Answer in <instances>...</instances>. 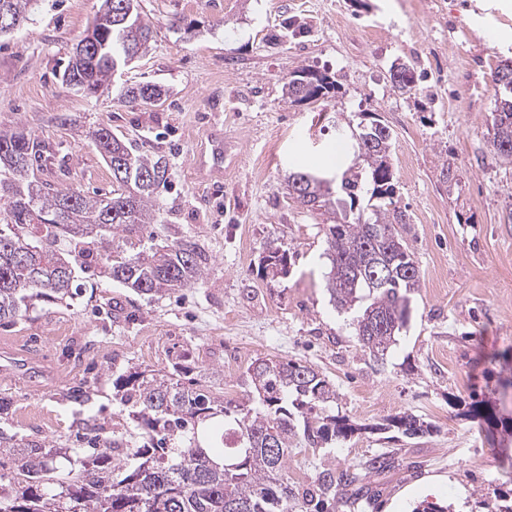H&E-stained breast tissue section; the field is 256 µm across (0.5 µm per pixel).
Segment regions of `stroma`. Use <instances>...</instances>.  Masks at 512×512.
Instances as JSON below:
<instances>
[{
  "mask_svg": "<svg viewBox=\"0 0 512 512\" xmlns=\"http://www.w3.org/2000/svg\"><path fill=\"white\" fill-rule=\"evenodd\" d=\"M411 2L406 11L402 0H140L153 30L146 55L91 96L58 74L101 0H34L23 28L0 37V130L34 132L50 147L40 178L88 194L115 186L88 131L109 128L137 151L165 157L160 221L142 226L140 244L187 240L210 261L200 284L163 296L103 280L70 304L0 323V344L54 369L48 380H0L12 401L0 429L82 448L74 422L93 416L107 437L136 448L142 438L113 393V375L165 372L237 400L255 360H296L328 377L337 411L365 430L334 450L291 448L295 482L388 448L400 464L372 477L379 494L368 512H416L428 495L445 512H495L512 498V433L468 415L489 401L512 420V166L493 158L488 133L490 73L512 59V0ZM368 27L379 31L371 42ZM462 40L470 48L463 60L455 52ZM403 61L420 76L419 94L389 81ZM304 66L340 82L326 109L284 99V84ZM147 82L165 89L161 103L120 102L124 87ZM370 111L394 133L398 205L408 216L398 230L421 275L408 326L380 362L324 289L329 214L303 208L285 184L308 156L332 157L337 132ZM215 125L226 158L212 175L198 162ZM273 239L294 254L291 273L275 280L260 270ZM81 384L92 393L82 407L66 398ZM405 412L433 432L408 439L383 429Z\"/></svg>",
  "mask_w": 512,
  "mask_h": 512,
  "instance_id": "obj_1",
  "label": "stroma"
}]
</instances>
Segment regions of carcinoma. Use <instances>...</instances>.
Returning <instances> with one entry per match:
<instances>
[{"instance_id": "cac0c4a2", "label": "carcinoma", "mask_w": 512, "mask_h": 512, "mask_svg": "<svg viewBox=\"0 0 512 512\" xmlns=\"http://www.w3.org/2000/svg\"><path fill=\"white\" fill-rule=\"evenodd\" d=\"M33 0H0L15 29L29 20ZM152 29L139 0H112V19L95 16L81 40V63L68 61L62 83L89 93L109 84L129 62L148 50ZM399 90L420 92L411 64H403ZM492 81L496 100L490 129L493 157L512 165V66L501 62ZM336 79L309 67L283 87L292 103L326 106L338 93ZM162 87L146 83L124 90L128 104L161 101ZM351 145V164L326 176L298 167L288 174V194L302 206L325 210L323 256L330 266L325 288L335 308L348 312L363 350L379 360L396 344L411 312L420 270L396 225L406 223L397 206L391 163L394 138L375 112L364 114ZM117 188L110 196L59 190L40 181L34 164L47 146L22 127L0 131V322L29 316L40 303L73 298L79 275L101 278L158 296L199 283L207 256L188 242L148 249L133 241L137 229L160 213L156 189L165 179L162 156L136 152L108 128L92 133ZM291 255L267 248L261 271L290 273ZM243 397L220 401L167 374L133 371L112 380L115 395L141 431L142 446L124 456L100 437L104 426L82 420V429L102 442L90 459L78 448H49L0 431V457H10L15 475L0 473V512H365L375 496L370 478L399 466L389 450L319 471L301 487L288 475V449L334 448L360 429L332 410L334 386L298 361L258 359L246 372ZM408 439L434 425L412 414L377 426ZM71 469L63 477L59 459Z\"/></svg>"}]
</instances>
